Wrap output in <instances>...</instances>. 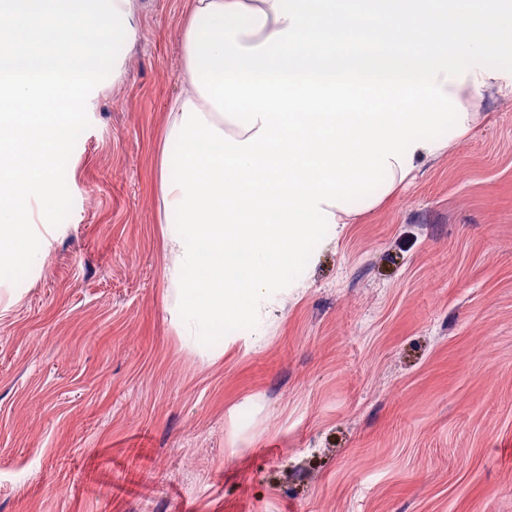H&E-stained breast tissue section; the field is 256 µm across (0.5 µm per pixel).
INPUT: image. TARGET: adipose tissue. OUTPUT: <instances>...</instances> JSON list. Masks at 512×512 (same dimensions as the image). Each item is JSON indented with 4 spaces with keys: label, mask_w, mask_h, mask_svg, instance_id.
I'll return each mask as SVG.
<instances>
[{
    "label": "adipose tissue",
    "mask_w": 512,
    "mask_h": 512,
    "mask_svg": "<svg viewBox=\"0 0 512 512\" xmlns=\"http://www.w3.org/2000/svg\"><path fill=\"white\" fill-rule=\"evenodd\" d=\"M182 39L160 187L172 310L204 343L228 322L262 335L364 185L391 191L469 132L512 73V0H191Z\"/></svg>",
    "instance_id": "ef3b65f1"
}]
</instances>
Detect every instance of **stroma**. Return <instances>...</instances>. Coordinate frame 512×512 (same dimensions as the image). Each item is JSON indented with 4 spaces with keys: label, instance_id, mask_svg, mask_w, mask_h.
Here are the masks:
<instances>
[{
    "label": "stroma",
    "instance_id": "stroma-1",
    "mask_svg": "<svg viewBox=\"0 0 512 512\" xmlns=\"http://www.w3.org/2000/svg\"><path fill=\"white\" fill-rule=\"evenodd\" d=\"M189 0H130L69 216L0 283V512H512V91L299 263L253 345L180 336L159 159Z\"/></svg>",
    "mask_w": 512,
    "mask_h": 512
}]
</instances>
